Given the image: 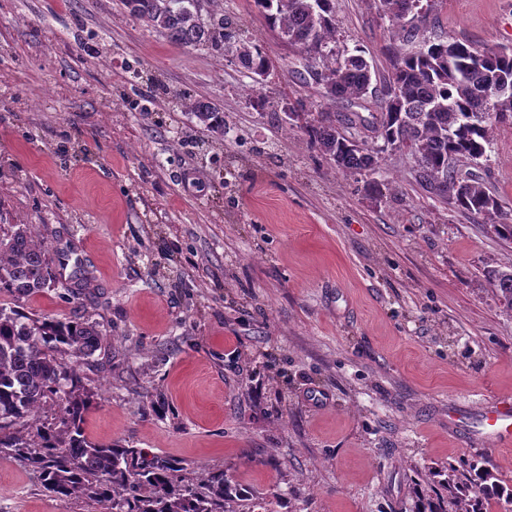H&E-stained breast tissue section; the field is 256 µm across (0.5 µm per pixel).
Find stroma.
I'll return each instance as SVG.
<instances>
[{
    "instance_id": "35a3bbf8",
    "label": "stroma",
    "mask_w": 512,
    "mask_h": 512,
    "mask_svg": "<svg viewBox=\"0 0 512 512\" xmlns=\"http://www.w3.org/2000/svg\"><path fill=\"white\" fill-rule=\"evenodd\" d=\"M335 3L337 48L387 75L403 43L378 0ZM204 8L276 61L264 111L235 54L173 43L123 0H0V223L88 273L76 298L0 303L106 330L89 438L224 469L256 512H413L415 487L461 460L512 485V446L475 414L512 401V310L492 284L512 243L426 192L406 152H383L381 197L338 171L283 112L336 104L295 78L252 0ZM429 20L512 47V0H442ZM196 99L223 131L191 115ZM462 171L512 213V125ZM0 512L88 509L4 457ZM190 112L198 121L213 131H223L224 114L221 109L209 101L197 100L190 103Z\"/></svg>"
}]
</instances>
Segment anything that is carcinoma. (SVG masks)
<instances>
[{"mask_svg":"<svg viewBox=\"0 0 512 512\" xmlns=\"http://www.w3.org/2000/svg\"><path fill=\"white\" fill-rule=\"evenodd\" d=\"M129 12L172 42L208 49H227L235 38L224 16L202 18L203 0H123ZM416 0H380V6L402 40L418 42L414 50L396 52L382 89L372 86L376 72L362 54L336 50L335 0H253L266 28L293 50L301 67L293 73L313 84L320 95L341 104V112H303L289 124L302 129L311 142L343 173L374 175L386 148L405 151L420 166V185L443 203L474 219L494 222L499 238L512 242V216L499 198L475 178L463 177L448 165L453 155L462 163L482 158L493 127L512 124V47L456 52V42L439 36L419 37L427 11L411 12ZM413 13L415 23L406 15ZM236 56L253 77L266 78L276 69L260 43H241ZM314 58L321 71L315 78L304 60ZM372 99L379 112L376 133L384 145L354 140L349 129L365 119L352 111ZM198 123L224 129V114L209 101L190 104ZM459 183L453 199L448 191ZM87 284L80 268L61 281L49 251L35 239L28 225L0 235V293L28 299L47 288H63L75 297ZM507 308L512 310V270L495 276ZM99 323L84 318L31 315L0 305V457L21 462L36 472L50 496L67 502L82 498L103 512H251L247 502L254 490L224 473L211 470L192 478L183 462L151 454L120 442L91 441L83 427L92 407L84 394L87 372L104 370L93 359L108 347ZM55 403V422L40 413ZM431 497L416 490V512H486L484 504L512 503V487L505 486L484 464L448 466Z\"/></svg>","mask_w":512,"mask_h":512,"instance_id":"carcinoma-1","label":"carcinoma"}]
</instances>
